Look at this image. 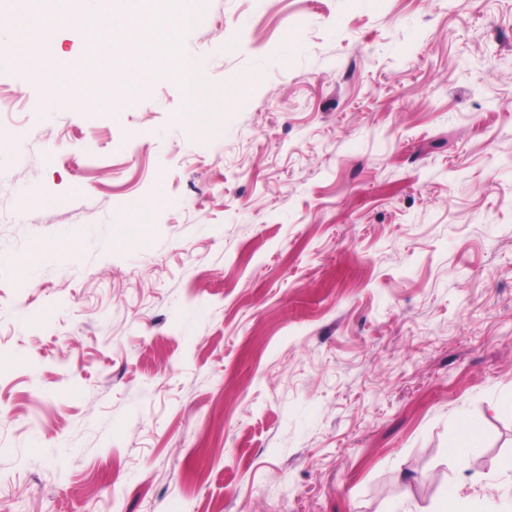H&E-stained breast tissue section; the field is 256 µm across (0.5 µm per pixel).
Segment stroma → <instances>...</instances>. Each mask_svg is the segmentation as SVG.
Instances as JSON below:
<instances>
[{"mask_svg": "<svg viewBox=\"0 0 512 512\" xmlns=\"http://www.w3.org/2000/svg\"><path fill=\"white\" fill-rule=\"evenodd\" d=\"M137 23L39 50L103 88ZM173 49L203 86L110 109L0 56V512H512V0H196ZM480 445V434L478 429L472 425L467 424L463 425L460 430L459 434L456 440L455 445L453 446V454L460 459L461 461H464L468 453L473 448H478Z\"/></svg>", "mask_w": 512, "mask_h": 512, "instance_id": "1", "label": "stroma"}]
</instances>
